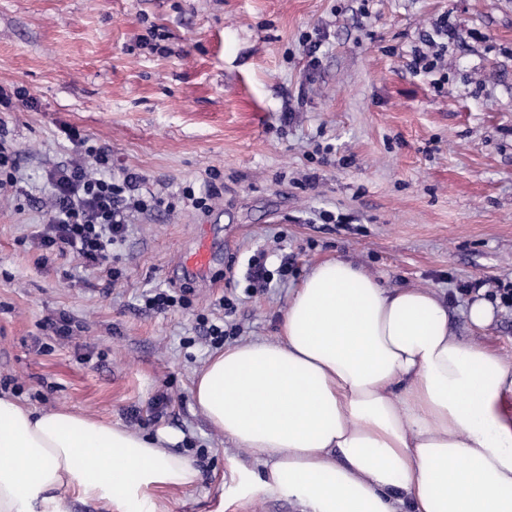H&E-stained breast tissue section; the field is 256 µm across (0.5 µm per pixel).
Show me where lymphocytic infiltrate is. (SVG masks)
<instances>
[{"mask_svg": "<svg viewBox=\"0 0 512 512\" xmlns=\"http://www.w3.org/2000/svg\"><path fill=\"white\" fill-rule=\"evenodd\" d=\"M69 141L73 159L48 176L53 208L40 244L45 251L76 256L95 270L106 266L114 246L125 240L131 213L154 211L163 200L142 193V175L127 172L113 178L108 149L90 145L74 131Z\"/></svg>", "mask_w": 512, "mask_h": 512, "instance_id": "f902f5d3", "label": "lymphocytic infiltrate"}]
</instances>
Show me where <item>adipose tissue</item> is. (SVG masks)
I'll return each instance as SVG.
<instances>
[{"instance_id": "obj_1", "label": "adipose tissue", "mask_w": 512, "mask_h": 512, "mask_svg": "<svg viewBox=\"0 0 512 512\" xmlns=\"http://www.w3.org/2000/svg\"><path fill=\"white\" fill-rule=\"evenodd\" d=\"M512 363L458 336L434 291L342 259L295 289L278 335L212 356L193 396L258 464L241 484L300 512H512ZM147 437L0 393V512H158L199 476Z\"/></svg>"}]
</instances>
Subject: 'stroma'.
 <instances>
[{
	"label": "stroma",
	"instance_id": "35a3bbf8",
	"mask_svg": "<svg viewBox=\"0 0 512 512\" xmlns=\"http://www.w3.org/2000/svg\"><path fill=\"white\" fill-rule=\"evenodd\" d=\"M443 21L452 39L436 37ZM152 26L168 54L143 48ZM417 48L441 55L434 72L415 69ZM0 90L19 160L17 186L0 190V383L41 410L179 434L199 479L155 490L163 512H296L241 496L238 473L256 463L210 427L193 378L215 352L200 317L228 346L275 337L317 263L434 290L459 336L512 362V0H0ZM68 128L166 203L132 217L116 280L38 243ZM213 170L209 209L184 206L182 188ZM204 234L218 260L187 278ZM254 255L273 280L249 293ZM183 286L189 305L140 310L143 291ZM479 293L495 313L475 331L464 309ZM63 313L72 337L46 336Z\"/></svg>",
	"mask_w": 512,
	"mask_h": 512
}]
</instances>
